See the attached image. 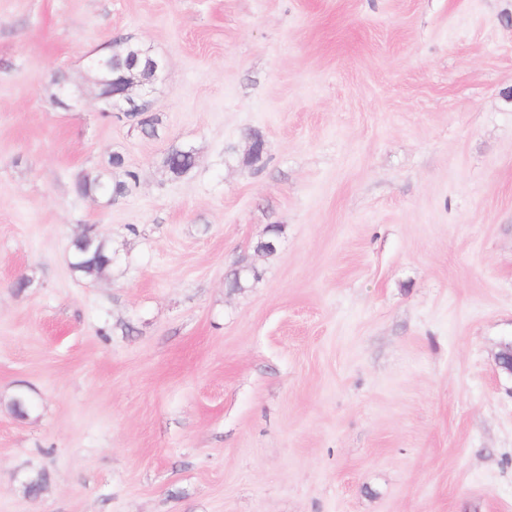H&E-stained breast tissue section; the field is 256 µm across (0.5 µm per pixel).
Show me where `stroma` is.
<instances>
[{
	"label": "stroma",
	"instance_id": "obj_1",
	"mask_svg": "<svg viewBox=\"0 0 512 512\" xmlns=\"http://www.w3.org/2000/svg\"><path fill=\"white\" fill-rule=\"evenodd\" d=\"M511 339L512 0H0V512H512ZM93 66L101 75L97 83L100 112L118 111L124 115L142 112L136 117L126 118L143 137H156L159 118L152 112V92L153 85L165 71L164 61L156 56L134 55L118 68L112 66V60L93 61ZM116 71L118 73L113 77ZM196 164V158L187 148L174 147L161 159L162 167L171 175L178 178L191 171ZM125 178L114 179L106 174L99 173L94 176L86 175L77 183V190L81 194H97L106 201L115 200L117 197L126 195L131 188L132 182L136 181V175L124 170ZM85 239L90 240L88 249L74 244L72 269L86 278H91L101 272L102 266L112 260V252L104 241L97 235L88 233Z\"/></svg>",
	"mask_w": 512,
	"mask_h": 512
}]
</instances>
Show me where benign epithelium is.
<instances>
[{
  "mask_svg": "<svg viewBox=\"0 0 512 512\" xmlns=\"http://www.w3.org/2000/svg\"><path fill=\"white\" fill-rule=\"evenodd\" d=\"M93 66L101 75L98 101L102 112H150L153 85L162 78L164 61L156 56L134 55L115 68L110 60H97Z\"/></svg>",
  "mask_w": 512,
  "mask_h": 512,
  "instance_id": "1",
  "label": "benign epithelium"
}]
</instances>
